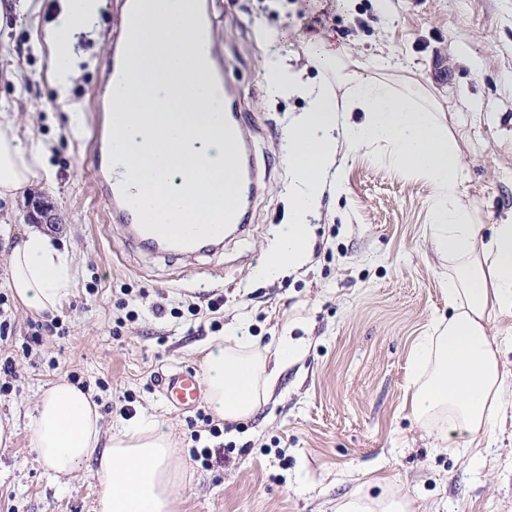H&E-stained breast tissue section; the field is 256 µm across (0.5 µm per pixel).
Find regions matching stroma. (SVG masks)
I'll return each mask as SVG.
<instances>
[{
    "label": "stroma",
    "mask_w": 512,
    "mask_h": 512,
    "mask_svg": "<svg viewBox=\"0 0 512 512\" xmlns=\"http://www.w3.org/2000/svg\"><path fill=\"white\" fill-rule=\"evenodd\" d=\"M224 79L241 99L240 134L249 140L257 193L249 231L225 233L222 250L164 258L141 251L108 220L95 188L93 134L108 83L112 43L123 37L121 0H101L93 25L75 36L77 75L70 95L82 108L71 132L53 89L44 27L57 0L0 22V113L20 115L21 141L44 143L45 169L16 199L0 200V297L12 333L0 355V420L13 427L0 444V512H98L96 466L56 482L31 446V416L49 383H87L104 426L151 418L176 450L183 479L179 512H336L359 493L394 498L410 512H512V402L490 441L471 445L445 416L414 418L418 381L413 347L450 316L443 288L448 262L432 242L431 183L396 167L379 143L338 155L342 195H325L310 218L311 250L297 269L256 276L288 220L291 174L284 149L288 120L305 103L270 96L262 76L277 53L308 78L312 35H333L348 69L417 87L459 148V190L482 231L512 221V0H207ZM276 31L266 41L265 31ZM25 74L22 84L6 79ZM49 205L50 232L70 250L75 293L57 317L63 333L29 341L27 312L8 286L7 243L28 225L30 201ZM223 299L218 315L209 300ZM201 308L191 315L189 304ZM298 354L281 370L265 403L221 434L190 439L207 402L182 412L160 380L201 370L204 356L237 342ZM132 396L131 415L120 413ZM210 449L211 466L193 460Z\"/></svg>",
    "instance_id": "35a3bbf8"
}]
</instances>
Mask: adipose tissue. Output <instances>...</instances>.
<instances>
[{"mask_svg": "<svg viewBox=\"0 0 512 512\" xmlns=\"http://www.w3.org/2000/svg\"><path fill=\"white\" fill-rule=\"evenodd\" d=\"M100 0H60L54 21L45 28L51 50L54 88L63 111L78 118L81 107L68 98L75 67L76 31L91 25ZM267 89L303 99L305 108L285 131L293 178L292 211L279 225L277 242L258 275L274 276L301 265L310 246L308 218L325 191L342 193L335 173L341 144L360 148L387 142L393 162L434 187L431 201L433 242L455 264L448 279L449 318L420 337L414 359L427 374L410 401L420 420L448 412L453 428L471 441L491 439L507 396L512 371L500 363L487 333L490 311L512 312V221L482 233L464 202L458 147L431 108L418 104L413 90H396L383 79L355 71L343 74L347 86L337 96L326 82L306 78L278 55L262 63ZM353 112L362 123L350 122ZM15 119L0 113V199L22 194L44 167L46 148L22 145ZM8 286L29 312L55 316L73 292L71 258L43 229L31 227L11 244ZM287 340L274 350L220 349L203 360V381L210 409L235 422L259 408L282 367L294 355ZM32 446L54 479L72 476L86 462L100 477L99 512H175L181 468L169 438L155 422L142 419L120 432L106 431L93 392L57 379L37 400Z\"/></svg>", "mask_w": 512, "mask_h": 512, "instance_id": "ef3b65f1", "label": "adipose tissue"}]
</instances>
